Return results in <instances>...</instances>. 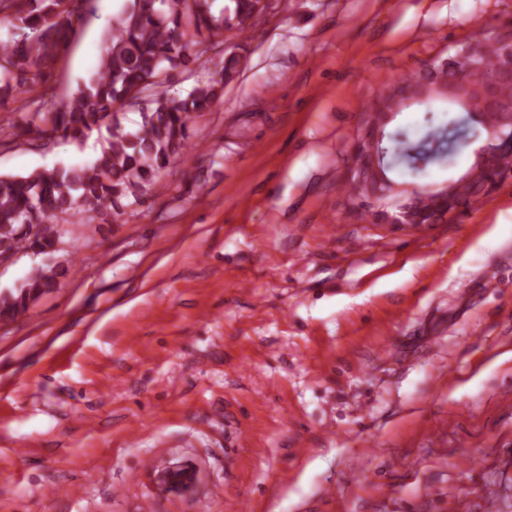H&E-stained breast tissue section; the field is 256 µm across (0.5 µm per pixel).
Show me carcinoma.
Segmentation results:
<instances>
[{
    "instance_id": "obj_1",
    "label": "carcinoma",
    "mask_w": 512,
    "mask_h": 512,
    "mask_svg": "<svg viewBox=\"0 0 512 512\" xmlns=\"http://www.w3.org/2000/svg\"><path fill=\"white\" fill-rule=\"evenodd\" d=\"M93 0H0V24L8 35L0 39V97L16 86L43 77L51 69L60 42L73 20ZM214 0H129L112 19L98 57V67L67 102L59 105L52 93L30 98L21 124L24 137L40 135L49 126L66 139H79L93 130H106L100 151L82 167L37 168L23 175H0V252L44 251L56 244L58 224H82L93 212L117 220L125 209L143 203L142 191L157 181L160 171L186 154L189 122L207 110L230 82L236 68L226 64L215 77L189 89H176L170 72L190 62L188 49L203 36H218L255 18L254 0H231L219 14ZM500 42L485 45L489 78L496 74ZM145 103L142 119L132 131L121 129L117 110ZM476 122L451 118L444 124L427 122L414 138L398 129L386 134L388 154L417 174L407 162L411 153H430L427 164L444 162L458 152ZM67 269L35 268L16 291L0 293V319L14 320L29 303L51 291Z\"/></svg>"
}]
</instances>
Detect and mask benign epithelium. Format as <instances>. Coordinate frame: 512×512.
I'll use <instances>...</instances> for the list:
<instances>
[{
    "instance_id": "obj_1",
    "label": "benign epithelium",
    "mask_w": 512,
    "mask_h": 512,
    "mask_svg": "<svg viewBox=\"0 0 512 512\" xmlns=\"http://www.w3.org/2000/svg\"><path fill=\"white\" fill-rule=\"evenodd\" d=\"M481 57L480 50H467L458 62L448 66L450 70L464 68V73L458 77L447 82L441 76L427 83L413 81L396 90L397 96L409 102L426 103L434 98H444L450 103L479 99L488 104L478 117L489 138L480 160L474 165L476 173L481 175L479 193L505 176L497 164V157L512 154V109L494 106L498 84L495 80L477 77L483 70ZM390 114L387 105H381L368 122L367 129L357 138L354 145L356 167L347 174V182L357 191L376 197L373 215L382 224H436L459 214L468 201L457 196L455 181L428 189L423 204L418 201L420 190L417 188L412 189L407 201L396 195L394 185L385 178L386 149L382 147L383 128Z\"/></svg>"
}]
</instances>
